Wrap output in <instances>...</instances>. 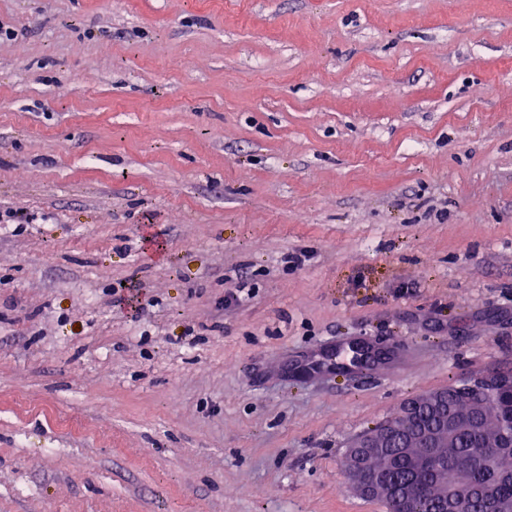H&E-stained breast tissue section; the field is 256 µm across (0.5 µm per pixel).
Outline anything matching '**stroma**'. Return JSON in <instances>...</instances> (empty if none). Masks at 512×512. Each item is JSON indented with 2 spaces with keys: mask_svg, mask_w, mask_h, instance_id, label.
Returning a JSON list of instances; mask_svg holds the SVG:
<instances>
[{
  "mask_svg": "<svg viewBox=\"0 0 512 512\" xmlns=\"http://www.w3.org/2000/svg\"><path fill=\"white\" fill-rule=\"evenodd\" d=\"M0 26V512H386L352 442L512 371V0ZM361 341L395 355L306 367Z\"/></svg>",
  "mask_w": 512,
  "mask_h": 512,
  "instance_id": "35a3bbf8",
  "label": "stroma"
}]
</instances>
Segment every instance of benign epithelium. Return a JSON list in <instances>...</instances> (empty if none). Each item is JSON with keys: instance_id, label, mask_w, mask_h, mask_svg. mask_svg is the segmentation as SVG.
Instances as JSON below:
<instances>
[{"instance_id": "1", "label": "benign epithelium", "mask_w": 512, "mask_h": 512, "mask_svg": "<svg viewBox=\"0 0 512 512\" xmlns=\"http://www.w3.org/2000/svg\"><path fill=\"white\" fill-rule=\"evenodd\" d=\"M512 394V375L489 373L461 382L458 390L468 396L448 403V390L440 389L407 400L388 421L359 436L346 455V475L365 497L386 501L398 498L393 477L394 461L401 457L416 470L431 473V496L448 506V496L458 501L472 497L467 471L448 473L444 449L453 447L465 426L480 445L482 454L493 457L486 447H512V419L490 422L491 401L503 390ZM481 495L494 512H512V502L496 498L484 487Z\"/></svg>"}]
</instances>
